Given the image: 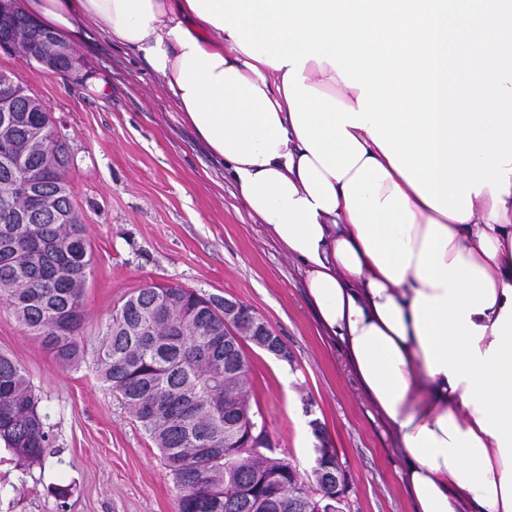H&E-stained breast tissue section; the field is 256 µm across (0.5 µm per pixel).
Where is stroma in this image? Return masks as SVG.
<instances>
[{
    "mask_svg": "<svg viewBox=\"0 0 512 512\" xmlns=\"http://www.w3.org/2000/svg\"><path fill=\"white\" fill-rule=\"evenodd\" d=\"M76 54L79 70L51 75L0 50V69L52 110L92 255L79 365H60L0 302V351L25 370L53 437L40 461L0 447V512H176L160 450L95 366L99 329L147 284L237 299L261 314L293 357L250 353L248 394L277 455L309 472L315 439L304 426L319 418L349 512H412L391 430L323 333L297 263L249 216L229 173L130 49L93 33Z\"/></svg>",
    "mask_w": 512,
    "mask_h": 512,
    "instance_id": "1",
    "label": "stroma"
}]
</instances>
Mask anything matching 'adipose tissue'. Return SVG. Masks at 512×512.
Segmentation results:
<instances>
[{"label": "adipose tissue", "mask_w": 512, "mask_h": 512, "mask_svg": "<svg viewBox=\"0 0 512 512\" xmlns=\"http://www.w3.org/2000/svg\"><path fill=\"white\" fill-rule=\"evenodd\" d=\"M66 42L136 52L250 214L294 259L316 318L389 425L413 512H512V193L460 222L430 207L366 130L332 177L298 138L283 71L187 0H27ZM306 85L356 106L328 63Z\"/></svg>", "instance_id": "ef3b65f1"}]
</instances>
